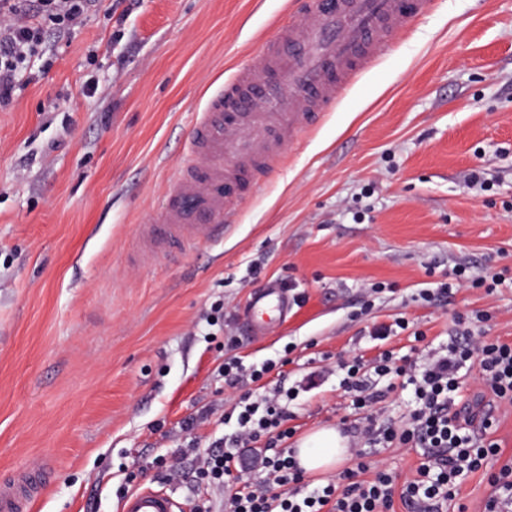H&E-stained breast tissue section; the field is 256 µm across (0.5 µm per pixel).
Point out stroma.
Instances as JSON below:
<instances>
[{"label": "stroma", "instance_id": "1", "mask_svg": "<svg viewBox=\"0 0 512 512\" xmlns=\"http://www.w3.org/2000/svg\"><path fill=\"white\" fill-rule=\"evenodd\" d=\"M295 2L102 0L65 37L46 30L42 60L0 109V474L51 468L34 512H119L145 487L175 490L185 512H227L194 479L196 451L222 428L178 430L223 404L226 358L249 366L293 346L267 381L299 388L289 411L302 437L365 415L339 387V362L381 349L427 359L457 316L478 312L488 339L512 342L511 278L490 295L418 297L458 268L512 269V0H434L288 145L224 239L134 257L195 113ZM475 169L482 185L468 182ZM283 282L287 320L250 334L252 297ZM217 303L225 328L210 336L200 320ZM398 317L425 341L365 336ZM181 448L178 475L154 466Z\"/></svg>", "mask_w": 512, "mask_h": 512}]
</instances>
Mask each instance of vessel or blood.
Segmentation results:
<instances>
[{
	"instance_id": "1",
	"label": "vessel or blood",
	"mask_w": 512,
	"mask_h": 512,
	"mask_svg": "<svg viewBox=\"0 0 512 512\" xmlns=\"http://www.w3.org/2000/svg\"><path fill=\"white\" fill-rule=\"evenodd\" d=\"M430 0H306L278 25L259 58L242 65L207 99L163 206L133 243L142 262L174 257L223 238L226 220L261 173L281 168L286 146L314 125L423 17ZM288 297L269 287L250 303L252 333L286 316ZM43 470L0 476V512H31ZM169 489L128 494L120 512H178Z\"/></svg>"
}]
</instances>
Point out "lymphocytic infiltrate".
<instances>
[{"mask_svg":"<svg viewBox=\"0 0 512 512\" xmlns=\"http://www.w3.org/2000/svg\"><path fill=\"white\" fill-rule=\"evenodd\" d=\"M100 0H0V107L9 106L24 83L23 69L42 53L45 27L66 32ZM476 366L490 399L470 403L462 395L459 372ZM342 387L365 408L377 403L373 381L383 378L388 389L401 381L414 386L415 407L404 430L386 428L380 436L388 446L421 449L423 459L405 482L378 463L365 461V451L351 448V464L336 478L317 485L300 467L286 442L293 434L282 390L242 394L219 424H233L199 457L197 475L214 488L229 484L233 473L251 464L257 482L233 489L229 512H448L460 483L475 473L497 445L485 438L501 403H512V344L487 341L471 327L456 328L444 354L432 356L422 370L411 359L396 363L392 351L375 359L342 364Z\"/></svg>","mask_w":512,"mask_h":512,"instance_id":"1","label":"lymphocytic infiltrate"}]
</instances>
